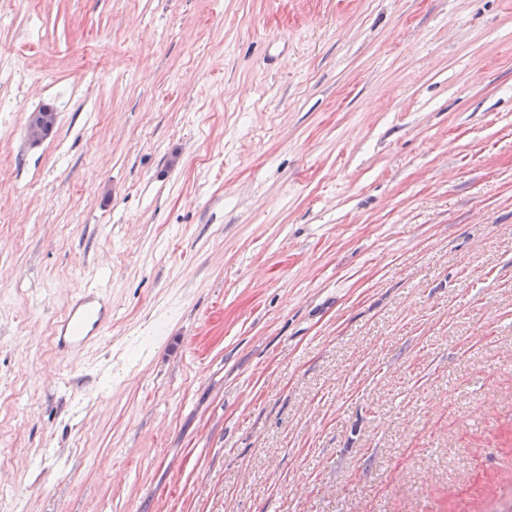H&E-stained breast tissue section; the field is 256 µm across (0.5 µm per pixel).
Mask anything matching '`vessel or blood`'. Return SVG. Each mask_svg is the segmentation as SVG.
Masks as SVG:
<instances>
[{"instance_id": "b4317fda", "label": "vessel or blood", "mask_w": 512, "mask_h": 512, "mask_svg": "<svg viewBox=\"0 0 512 512\" xmlns=\"http://www.w3.org/2000/svg\"><path fill=\"white\" fill-rule=\"evenodd\" d=\"M112 319V306L104 284L85 289L55 328L58 350L82 348L100 336Z\"/></svg>"}]
</instances>
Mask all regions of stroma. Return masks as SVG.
<instances>
[{
    "label": "stroma",
    "instance_id": "35a3bbf8",
    "mask_svg": "<svg viewBox=\"0 0 512 512\" xmlns=\"http://www.w3.org/2000/svg\"><path fill=\"white\" fill-rule=\"evenodd\" d=\"M0 490L512 512V0H0ZM55 123V112L49 106H43L37 112H31L27 118L25 126V131L29 140L38 142L46 139L51 126L55 127ZM107 286L98 283L85 289L57 323L55 343L59 351L82 348L100 336L112 320V306Z\"/></svg>",
    "mask_w": 512,
    "mask_h": 512
}]
</instances>
